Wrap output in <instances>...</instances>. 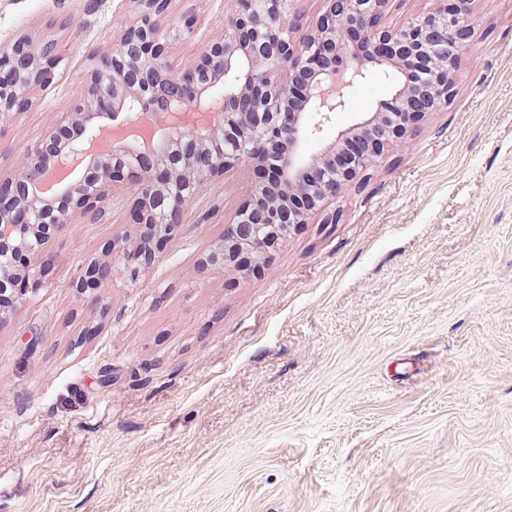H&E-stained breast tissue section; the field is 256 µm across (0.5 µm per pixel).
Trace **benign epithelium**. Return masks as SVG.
I'll list each match as a JSON object with an SVG mask.
<instances>
[{"instance_id": "obj_1", "label": "benign epithelium", "mask_w": 512, "mask_h": 512, "mask_svg": "<svg viewBox=\"0 0 512 512\" xmlns=\"http://www.w3.org/2000/svg\"><path fill=\"white\" fill-rule=\"evenodd\" d=\"M135 2L140 17L127 27L112 55L96 62L85 94L61 123L80 126V138L61 141L60 127L48 131L32 149L24 175L10 182L17 196L11 208L0 207V319L8 310L4 293L34 295L44 287L42 269L36 265L50 238L43 227L57 231L74 211L91 224L101 222L106 216L102 195L110 186L134 187V224L155 225L159 250L182 223L187 200L208 181L242 163L256 167L275 160L282 172L281 188L268 208L278 212L303 198L311 207L295 210L288 223H307L374 162L385 145L448 102L452 74L470 31L469 12L448 9L446 0L433 11L408 19L395 32L381 28L391 0H322L310 32L299 39L294 0H258L256 6L251 0H233L224 41L205 46L193 67L173 74L168 70L169 40L163 28L169 0ZM353 28L373 46L380 40L391 42L394 52L380 56L371 48L357 56L348 37ZM415 54L428 61L421 82L402 78L389 95V110L379 107L361 114L320 152L307 153V142L319 138L374 66L397 68ZM54 68L50 40L37 51L31 41L20 40L10 52H0V73L13 77L9 83L0 81V115L18 110L20 89L51 81ZM304 72L310 79L301 107L283 127L278 116L290 111L291 94ZM228 99L240 100L245 107L228 110ZM153 112L187 145L175 166L159 153L157 126L141 122ZM355 135L372 136L378 139L377 146L349 171H327L328 155ZM128 141L140 146L137 154L154 155L156 165L135 168L125 161L128 153L119 145ZM56 166L79 167L81 175L58 191L36 190ZM311 167L325 176L307 184L303 177ZM61 199L65 205L58 210ZM286 235L279 224L256 225L252 240L241 246L251 259L245 269L257 267L271 245ZM127 258L134 279L149 266L136 247Z\"/></svg>"}]
</instances>
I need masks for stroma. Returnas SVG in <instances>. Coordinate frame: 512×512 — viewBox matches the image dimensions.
<instances>
[{"label": "stroma", "mask_w": 512, "mask_h": 512, "mask_svg": "<svg viewBox=\"0 0 512 512\" xmlns=\"http://www.w3.org/2000/svg\"><path fill=\"white\" fill-rule=\"evenodd\" d=\"M232 0H170L168 64ZM133 0H0V51L55 78L0 116V180L82 96ZM193 15L192 35L179 33ZM447 105L241 274L210 259L257 188L212 179L140 279L135 195L71 215L45 288L0 320V512H512V0H473ZM386 90L371 72L324 138ZM112 273L94 293L88 266Z\"/></svg>", "instance_id": "1"}]
</instances>
